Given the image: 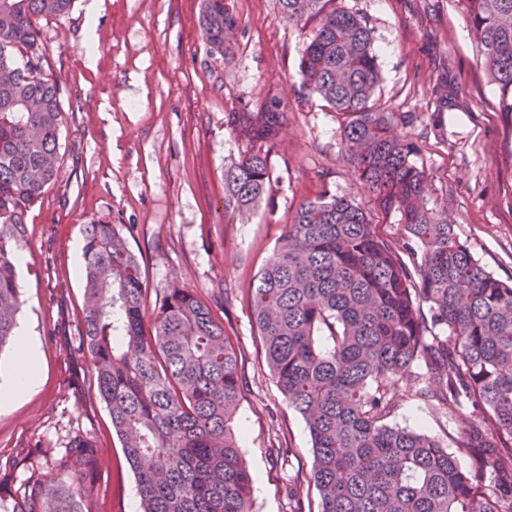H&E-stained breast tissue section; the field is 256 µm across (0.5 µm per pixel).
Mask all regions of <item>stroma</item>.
I'll list each match as a JSON object with an SVG mask.
<instances>
[{"label": "stroma", "instance_id": "35a3bbf8", "mask_svg": "<svg viewBox=\"0 0 512 512\" xmlns=\"http://www.w3.org/2000/svg\"><path fill=\"white\" fill-rule=\"evenodd\" d=\"M89 1L39 22L44 73L63 90V176L27 217L18 322L37 341L43 367L37 390L0 411V502L25 505L32 481L51 482L81 436L97 449L86 512H140L134 474L82 350L83 256L74 246L86 224L101 221L118 225L139 257L148 307L178 282L210 304L232 337L242 383L234 428L255 477L253 512H320L311 437L267 367L248 290L302 200L351 196L390 236L400 216L383 212L353 179L335 113L301 89L299 53L317 24L286 23L276 0H234L242 34L226 62L207 51L201 0H93L92 20ZM336 5L371 29L382 109L417 116L407 132L419 146L429 207L447 209L474 257L511 279L512 115L498 110L462 15L452 0ZM90 40L93 67L84 57ZM271 98L288 109L271 155L276 180L241 224L224 215V164L244 149L224 114ZM393 394L390 421L398 426L443 439L469 422L463 415L447 425L407 381Z\"/></svg>", "mask_w": 512, "mask_h": 512}]
</instances>
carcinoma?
Segmentation results:
<instances>
[{"instance_id":"cac0c4a2","label":"carcinoma","mask_w":512,"mask_h":512,"mask_svg":"<svg viewBox=\"0 0 512 512\" xmlns=\"http://www.w3.org/2000/svg\"><path fill=\"white\" fill-rule=\"evenodd\" d=\"M72 2L0 0V71H11L0 80V351L23 304L17 255L28 213L61 177L62 90L44 75L36 19ZM277 2L291 24L318 21L299 60L302 89L336 113L353 175L402 221L392 239L347 196L302 201L250 288L266 364L309 429L320 512H512V279L488 271L427 207L417 144L403 133L414 115L376 106L380 72L363 18L333 0ZM454 2L498 110L512 113V0ZM199 24L209 54L231 59L241 34L234 0H202ZM287 114L275 98L226 113L246 144L224 168L227 216L248 218L267 198ZM84 260L82 347L142 512H252L233 426L238 359L224 325L171 283L146 327L140 260L115 224L86 225ZM403 379L447 422L468 412V426L445 443L389 424ZM91 448L73 441L58 478L32 484L27 512H84Z\"/></svg>"}]
</instances>
